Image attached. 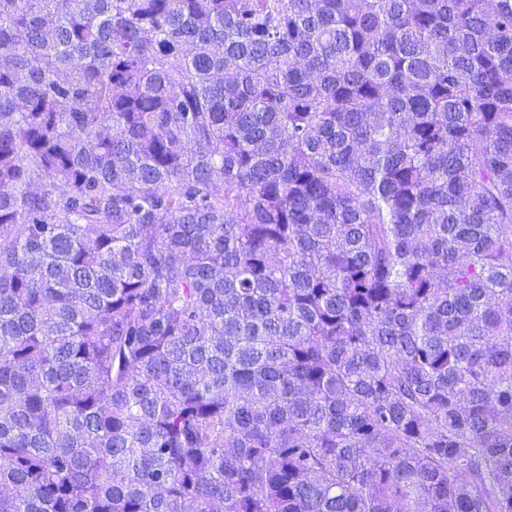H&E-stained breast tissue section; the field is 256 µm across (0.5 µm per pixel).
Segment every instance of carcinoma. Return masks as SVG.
Segmentation results:
<instances>
[{
  "label": "carcinoma",
  "mask_w": 512,
  "mask_h": 512,
  "mask_svg": "<svg viewBox=\"0 0 512 512\" xmlns=\"http://www.w3.org/2000/svg\"><path fill=\"white\" fill-rule=\"evenodd\" d=\"M0 512H512V0H0Z\"/></svg>",
  "instance_id": "cac0c4a2"
}]
</instances>
